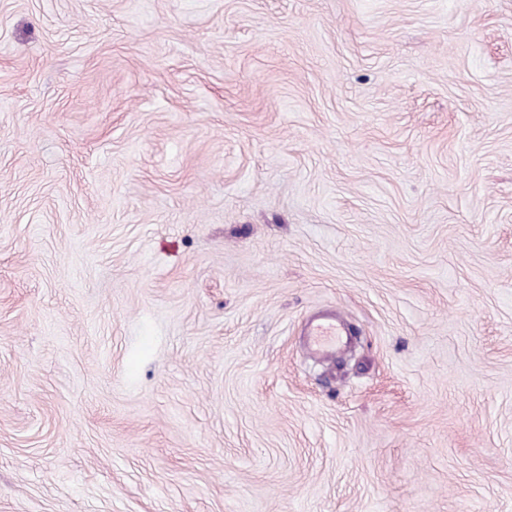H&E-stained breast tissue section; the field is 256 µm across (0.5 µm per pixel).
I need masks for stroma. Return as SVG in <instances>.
<instances>
[{
    "instance_id": "stroma-1",
    "label": "stroma",
    "mask_w": 512,
    "mask_h": 512,
    "mask_svg": "<svg viewBox=\"0 0 512 512\" xmlns=\"http://www.w3.org/2000/svg\"><path fill=\"white\" fill-rule=\"evenodd\" d=\"M0 512H512V0H0ZM313 345L320 352H329L336 347L337 336L336 325L331 321H325L313 326L310 330Z\"/></svg>"
}]
</instances>
